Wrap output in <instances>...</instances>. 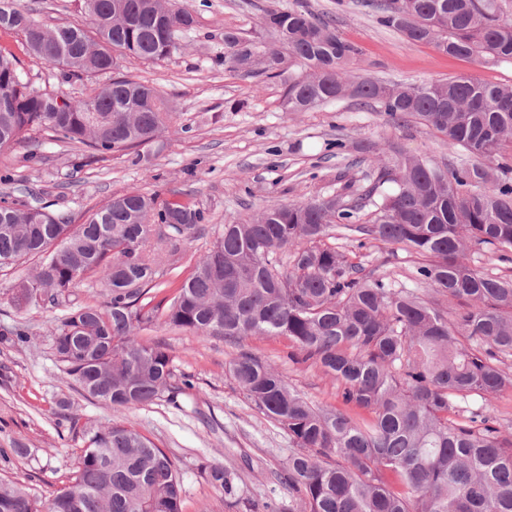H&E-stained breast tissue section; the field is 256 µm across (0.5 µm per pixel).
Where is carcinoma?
Instances as JSON below:
<instances>
[{
  "mask_svg": "<svg viewBox=\"0 0 512 512\" xmlns=\"http://www.w3.org/2000/svg\"><path fill=\"white\" fill-rule=\"evenodd\" d=\"M93 30L47 28L34 13L0 0V30L64 77L110 72L121 56L169 58L195 24L170 0H80ZM376 22L415 44L482 65L512 63V15L502 0H369ZM262 40L224 33V67L286 84L290 112L340 99L373 101L387 120L440 132L456 159L439 165L392 150L336 192L274 203L223 231L173 296L145 301L160 275L146 251L154 237H194L202 210L158 202L137 190L116 195L82 223L49 210L27 187L0 205V268L39 260L13 293L18 307L59 305L93 274L100 305L69 308L53 336L55 359L89 396L127 408L169 401L191 386L162 345L136 341L161 322L239 342L286 336L338 384L342 403L370 414L319 408L251 352L228 371L246 397L288 433L295 448L280 479L299 510L289 512H512V437L478 399L512 391V276L470 263L483 249L512 261V85L472 75L382 83L357 73L358 49L335 21L305 10H269ZM0 149L45 131L121 152L162 138L174 122L156 88L122 76L83 100L32 90L0 49ZM398 245L421 261L411 280L452 304L444 310L417 288L362 273L350 253L326 243ZM29 329L0 332L20 346ZM84 447L69 484L46 501L0 479V512H181L174 463L138 430L99 428L57 402ZM205 479L223 503L240 501L242 479L214 464Z\"/></svg>",
  "mask_w": 512,
  "mask_h": 512,
  "instance_id": "obj_1",
  "label": "carcinoma"
}]
</instances>
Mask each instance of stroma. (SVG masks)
Segmentation results:
<instances>
[{"instance_id":"obj_1","label":"stroma","mask_w":512,"mask_h":512,"mask_svg":"<svg viewBox=\"0 0 512 512\" xmlns=\"http://www.w3.org/2000/svg\"><path fill=\"white\" fill-rule=\"evenodd\" d=\"M195 24L181 37L170 58L149 62L119 58L116 75L157 87L170 100L175 119L149 161L136 152L99 153L80 143L41 136L0 150V201L16 184L39 189L53 208L83 221L112 196L136 188L159 200L182 199L204 211L203 230L195 238L154 239L149 249L162 275L155 298L170 295L187 278L223 225L247 218L273 203L304 201L335 191L337 173L354 178L336 155V142L395 144L410 155L435 163L448 161L443 136L418 123L386 124L377 108L351 100L307 112L284 108L285 84L263 75L244 77L224 67V34L252 39L270 8H297L336 20L342 38L358 50L361 75L386 82L445 80L468 74L491 84H512V63L484 67L408 42L380 27L357 0H186ZM32 8L47 26L62 22L88 25L79 0H17ZM0 48L12 52L23 80L72 99L92 95L106 76L62 80L56 67L31 54L23 37L0 31ZM353 262L365 271L407 282L413 258L395 245L371 243ZM38 262L30 259L0 269V330L24 323L30 336L21 348L0 344V448L15 449L0 461V478L22 485L32 496L48 499L69 480L82 442L55 417L58 400L99 427L134 426L175 462L182 477V512H250V503L287 506L290 498L275 474L293 445L272 419L258 410L228 372L238 351L259 356L277 368L288 384L323 408H342L336 382L311 363L295 362L285 336L250 337L233 344L156 324L140 331L146 345H166L179 372L192 385L175 402L115 409L85 398L57 365L52 338L63 308H19L11 295L30 280ZM238 469L245 499L233 507L216 500L203 469L210 464Z\"/></svg>"}]
</instances>
